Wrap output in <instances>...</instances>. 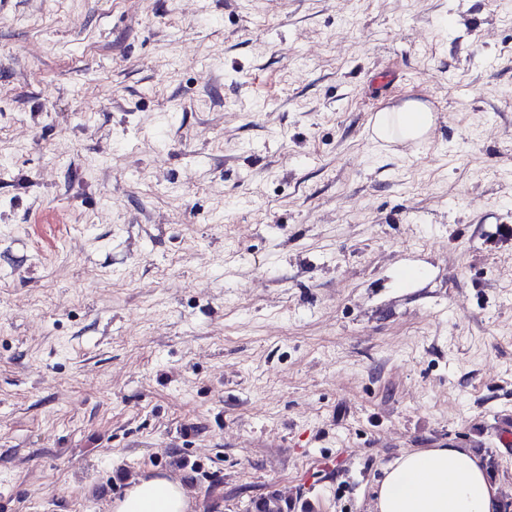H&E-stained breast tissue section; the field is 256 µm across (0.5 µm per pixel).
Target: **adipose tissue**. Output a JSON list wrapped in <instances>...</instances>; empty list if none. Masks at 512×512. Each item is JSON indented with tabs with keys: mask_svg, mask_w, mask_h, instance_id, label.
Instances as JSON below:
<instances>
[{
	"mask_svg": "<svg viewBox=\"0 0 512 512\" xmlns=\"http://www.w3.org/2000/svg\"><path fill=\"white\" fill-rule=\"evenodd\" d=\"M435 121L427 102L407 99L378 112L372 131L384 145L417 142ZM110 512H195V500L180 479L154 476L132 482ZM371 512H501L500 485L470 448H413L385 467Z\"/></svg>",
	"mask_w": 512,
	"mask_h": 512,
	"instance_id": "adipose-tissue-1",
	"label": "adipose tissue"
}]
</instances>
